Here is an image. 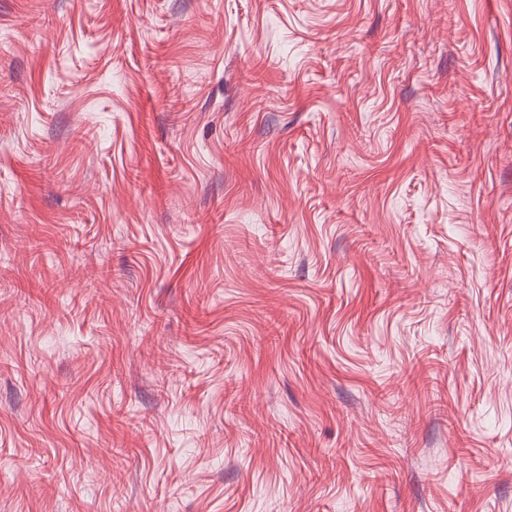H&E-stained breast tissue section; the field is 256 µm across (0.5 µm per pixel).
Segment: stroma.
<instances>
[{
	"label": "stroma",
	"mask_w": 512,
	"mask_h": 512,
	"mask_svg": "<svg viewBox=\"0 0 512 512\" xmlns=\"http://www.w3.org/2000/svg\"><path fill=\"white\" fill-rule=\"evenodd\" d=\"M0 512H512V0H0Z\"/></svg>",
	"instance_id": "obj_1"
}]
</instances>
